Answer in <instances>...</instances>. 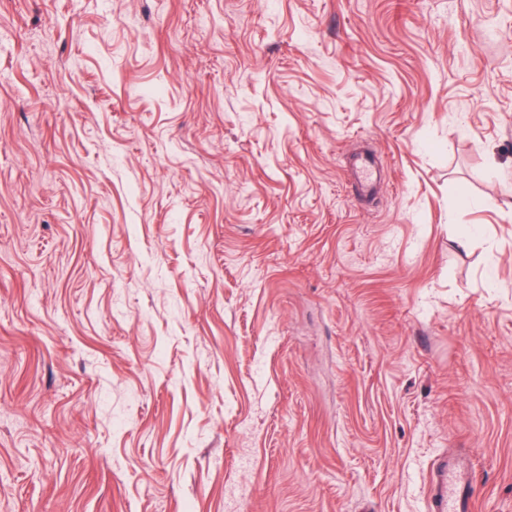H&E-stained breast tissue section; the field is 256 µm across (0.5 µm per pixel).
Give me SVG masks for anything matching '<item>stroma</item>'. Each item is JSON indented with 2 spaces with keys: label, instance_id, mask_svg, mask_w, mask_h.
<instances>
[{
  "label": "stroma",
  "instance_id": "obj_1",
  "mask_svg": "<svg viewBox=\"0 0 512 512\" xmlns=\"http://www.w3.org/2000/svg\"><path fill=\"white\" fill-rule=\"evenodd\" d=\"M458 448L512 512V0H0V512H428Z\"/></svg>",
  "mask_w": 512,
  "mask_h": 512
}]
</instances>
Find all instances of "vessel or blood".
I'll return each mask as SVG.
<instances>
[{
	"instance_id": "obj_1",
	"label": "vessel or blood",
	"mask_w": 512,
	"mask_h": 512,
	"mask_svg": "<svg viewBox=\"0 0 512 512\" xmlns=\"http://www.w3.org/2000/svg\"><path fill=\"white\" fill-rule=\"evenodd\" d=\"M427 493L430 512H474L476 495L465 457L451 456L432 467Z\"/></svg>"
}]
</instances>
